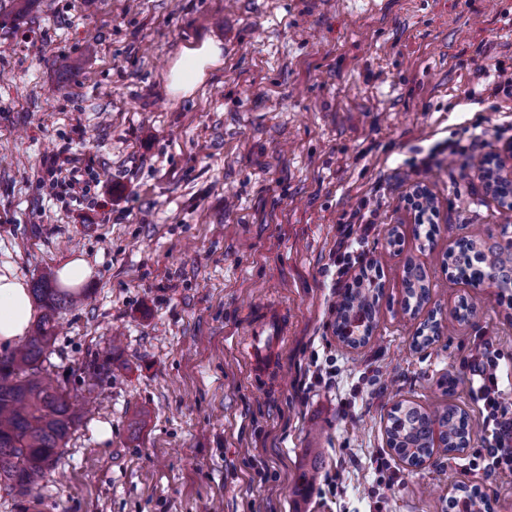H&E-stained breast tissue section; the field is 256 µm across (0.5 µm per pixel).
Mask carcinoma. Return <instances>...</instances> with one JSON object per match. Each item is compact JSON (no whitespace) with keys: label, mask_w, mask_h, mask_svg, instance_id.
Listing matches in <instances>:
<instances>
[{"label":"carcinoma","mask_w":512,"mask_h":512,"mask_svg":"<svg viewBox=\"0 0 512 512\" xmlns=\"http://www.w3.org/2000/svg\"><path fill=\"white\" fill-rule=\"evenodd\" d=\"M482 241L470 239L442 256V265L452 275L473 287L483 284L489 267L502 269L512 263V253L503 259L481 250ZM404 307L418 310L430 299V287L421 267L404 271ZM381 285L366 277L347 291L336 307V335H341L350 316L374 317ZM32 293L46 309L31 336L15 351L0 355V484L26 497L53 468L58 449L66 444L82 416L72 407L70 393L53 373L43 368L54 339L53 318L62 307L74 303L70 294L52 287L49 276L36 281ZM111 357L95 356L88 374L99 379L111 372ZM440 432L448 447L468 440L469 420L455 404L428 409L408 402L396 403L389 415L388 446L401 458L421 462L430 457L433 435ZM450 512H489V494L474 486L448 501Z\"/></svg>","instance_id":"cac0c4a2"}]
</instances>
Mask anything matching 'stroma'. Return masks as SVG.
Returning a JSON list of instances; mask_svg holds the SVG:
<instances>
[{
  "label": "stroma",
  "mask_w": 512,
  "mask_h": 512,
  "mask_svg": "<svg viewBox=\"0 0 512 512\" xmlns=\"http://www.w3.org/2000/svg\"><path fill=\"white\" fill-rule=\"evenodd\" d=\"M207 39L221 61L172 96V64ZM498 63L512 67V0H0V274L30 286L86 260L87 299L57 312L49 360L77 397L95 354L116 367L37 500L0 489V512H446L453 481L512 512V479L469 469L485 432L467 369L488 339L512 364V309L441 264L462 238H512V210L448 160L484 128L500 135L482 153L512 142V95L485 76ZM67 145L100 179L84 213L40 182ZM419 186L429 240L411 220ZM354 213L373 223L365 260L386 257L355 350L334 333L339 287L361 272L336 273ZM410 262L447 314L423 348L424 312L401 306ZM464 295L476 311L460 322ZM266 300L287 308L288 334L253 378L236 342ZM327 364L333 383L312 385ZM407 399L464 408L469 449L406 467L384 427Z\"/></svg>",
  "instance_id": "obj_1"
}]
</instances>
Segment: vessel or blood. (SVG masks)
I'll list each match as a JSON object with an SVG mask.
<instances>
[{
  "label": "vessel or blood",
  "mask_w": 512,
  "mask_h": 512,
  "mask_svg": "<svg viewBox=\"0 0 512 512\" xmlns=\"http://www.w3.org/2000/svg\"><path fill=\"white\" fill-rule=\"evenodd\" d=\"M287 329L288 317L278 305L267 303L255 310L241 348L251 374L262 376L274 370Z\"/></svg>",
  "instance_id": "b4317fda"
}]
</instances>
